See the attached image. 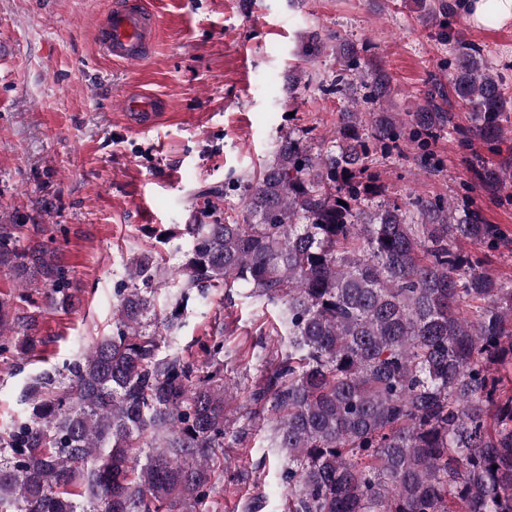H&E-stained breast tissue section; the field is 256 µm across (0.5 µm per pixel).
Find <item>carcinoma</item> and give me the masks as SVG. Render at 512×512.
Segmentation results:
<instances>
[{
  "instance_id": "1",
  "label": "carcinoma",
  "mask_w": 512,
  "mask_h": 512,
  "mask_svg": "<svg viewBox=\"0 0 512 512\" xmlns=\"http://www.w3.org/2000/svg\"><path fill=\"white\" fill-rule=\"evenodd\" d=\"M471 112L470 132L503 138V79L483 50L457 41L448 79ZM386 112L391 79L380 66L346 93L335 148L313 153L284 139L262 171L233 185L242 224L221 222L214 202L185 224L179 291L163 328L179 325L192 291L231 290L285 307V350L250 394L253 421L276 415L272 447L284 456L288 512H512V281L482 270L458 246L501 243L479 211L413 201L371 209L385 186L370 172L377 150L451 123L434 97L399 123L360 133L357 90ZM509 167H482V189L507 186ZM0 226V269L28 304L0 300V354L25 353L48 288L71 303L67 273L39 242L20 244ZM112 335L66 364L68 383L46 371L27 385L30 415L0 430V512H203L213 464L229 430L224 342L198 364L163 348L149 284L162 272L152 253L129 268Z\"/></svg>"
}]
</instances>
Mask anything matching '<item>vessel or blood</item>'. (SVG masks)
Masks as SVG:
<instances>
[{
  "mask_svg": "<svg viewBox=\"0 0 512 512\" xmlns=\"http://www.w3.org/2000/svg\"><path fill=\"white\" fill-rule=\"evenodd\" d=\"M160 32L157 16L147 9L116 8L104 13L96 30V40L102 53L120 62H141L150 54ZM136 126H149L156 119L155 99L129 96L123 101Z\"/></svg>",
  "mask_w": 512,
  "mask_h": 512,
  "instance_id": "obj_1",
  "label": "vessel or blood"
}]
</instances>
